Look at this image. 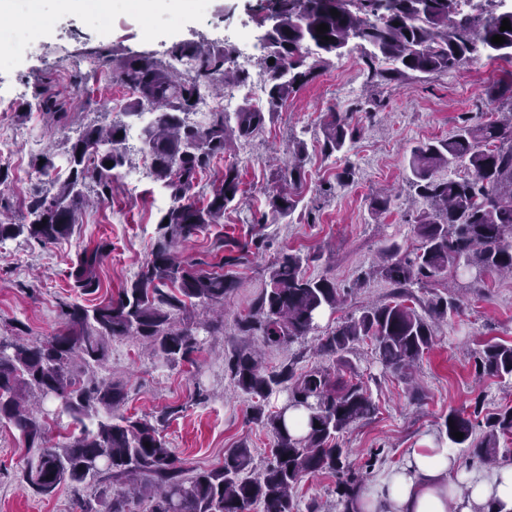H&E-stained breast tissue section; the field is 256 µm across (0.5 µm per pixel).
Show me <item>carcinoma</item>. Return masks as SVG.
Here are the masks:
<instances>
[{
  "instance_id": "1",
  "label": "carcinoma",
  "mask_w": 512,
  "mask_h": 512,
  "mask_svg": "<svg viewBox=\"0 0 512 512\" xmlns=\"http://www.w3.org/2000/svg\"><path fill=\"white\" fill-rule=\"evenodd\" d=\"M456 2L357 0L353 12L349 0H274L276 25L262 60L268 75V111L246 104L233 114L213 112L204 127L187 119L200 86L217 81L245 84L249 79L233 66L229 48L175 47L173 56L195 62L187 76H177L148 58L117 65L115 76L133 91L124 115L137 119L147 106L158 110V117L141 129V140L151 174L170 192L173 204L158 223L151 257L117 297L92 307L65 305L63 330L44 342L0 338V425L17 429L25 446L38 450L23 470L33 495L50 498L66 485L77 496L81 512H130V496L112 490V482L133 480L134 493L150 502L149 512H251L255 505L262 512H299L294 489L304 477L328 472L338 478L341 512H358L363 476L346 464L347 451L337 438L376 411L362 382L324 369L299 376L289 368L269 371L255 354L235 355L228 369L241 391L261 398L288 391L282 409L253 411L252 419L273 434L271 459L258 475H251V449L242 443L224 453L221 467L185 477L169 443L149 419L118 413L123 389L106 382L89 386L74 376L71 363H98L110 340L127 336L146 342L153 355L166 362L189 361L198 349L199 330L215 328L207 319L180 326L173 317L198 305H224L235 281L224 272L203 269L199 262L179 259L176 248L208 225L220 223L224 209L239 195L241 181L236 169L227 168L221 185L206 200H197L193 189L213 160L224 156L230 139L252 137L291 94L316 77L318 62H308L309 45L341 57L356 41L372 83L397 81L411 73H446L478 52L512 60V29L500 30L503 20L512 22V9L461 15ZM332 9L339 15H331ZM322 23L329 27L325 40L316 31ZM495 35L505 42H491ZM40 107L47 114L66 112L52 93L42 95ZM128 127L119 121L107 129L84 128L67 149L68 174L56 192L27 201L29 223L0 220V243L22 234L42 244L69 237L86 203L87 182H95L100 197L112 194V178L126 163ZM354 136L348 114L332 112L322 128L321 148L329 155L342 152ZM305 151L306 143L297 141L294 160L279 174L285 187L269 195L274 222L297 207L288 187L302 180ZM458 163L470 166L473 177L436 178L439 170ZM409 167L413 186L430 204L416 224L421 245L411 252L396 244L384 249L383 263L375 269L395 288L399 300L366 307L320 339L319 350L336 357L340 368L347 366L344 354L368 340L384 369L405 375L431 349L436 322L462 307L466 284L430 299L424 315L403 301L408 288L435 281L450 267L477 278L486 272L512 273V122L463 125L446 139L414 147ZM260 245L257 239H224L222 266L244 263ZM108 250L109 244L101 243L80 258L74 279L83 293L98 290L96 267ZM308 261L298 253H285L269 269V288L240 320L244 335L257 336L267 346L292 343L317 327L319 313L342 303L334 283L306 275ZM475 370L480 376L512 382V344L486 345L475 357ZM36 393L59 401L60 413L75 426L76 433L59 448L44 445L45 427L28 407ZM291 408L308 411L299 435L285 421ZM480 415L477 404L470 411L449 410L441 428L449 447L466 448L469 456L485 463H511L512 451L500 447V439L512 435V404L486 419ZM455 431L463 433V439L453 437ZM89 480L98 491L85 499L81 491Z\"/></svg>"
}]
</instances>
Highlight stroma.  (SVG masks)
I'll return each instance as SVG.
<instances>
[{"mask_svg": "<svg viewBox=\"0 0 512 512\" xmlns=\"http://www.w3.org/2000/svg\"><path fill=\"white\" fill-rule=\"evenodd\" d=\"M260 5L261 0H206L182 9L163 7L146 16L130 0H115L112 32L104 36L94 8L64 13L54 0H17V12L30 18L34 47L26 53H0V94L11 100L9 108L0 111V127L17 137L14 156L0 158L7 174L0 183V214L27 223L26 201L50 194L48 177L32 164L35 155L50 146L57 164H64L65 147L81 129L122 117L128 89L69 69L70 58L97 51L108 61L149 56L168 65L170 50L178 43L229 47L244 32L257 42L268 27ZM360 54L356 48L341 57H327L317 77L293 93L273 120L254 137L235 140L223 158L200 175L198 198L208 197L230 166L240 174L242 192L225 211L223 223L179 245V257L205 262L207 270L218 272L223 269L220 239L257 237L262 247L249 262L228 270L237 286L224 300V323L202 334L201 348L191 360L164 363L137 338L123 337L109 342L102 365L73 366L83 380L122 387V414L158 419L186 476L222 466L225 451L241 443L252 452L254 470L264 467L274 439L269 429L252 422V412L259 404L270 411L280 409L286 395L277 393L263 402L241 392L227 369L229 359L258 348L271 370H335V358L318 350L319 338L347 317L388 302L395 294L376 275L355 287L358 274L378 262L389 242L408 250L420 245L414 220L427 203L409 183L412 148L448 138L466 123L504 118L487 91L512 75L510 61L479 53L440 75L374 86L367 81ZM42 91L57 94L73 105V112L53 119L35 110ZM332 112L350 113L359 135L345 152L328 156L319 141ZM298 139L308 146L303 181L296 190L300 202L279 223L255 225V217L266 209L267 194L278 188L275 174L292 161ZM348 166L355 171L353 180L338 185V174ZM380 192L390 196L391 204L377 214L372 200ZM170 204L168 191L153 178H145L133 192L119 175L111 197L79 213L68 239L43 245L22 235L1 245L0 336H14L21 327L31 341L45 340L63 327L62 304L90 307L116 296L150 257L158 222ZM104 241L112 249L96 269L100 286L95 293L81 294L72 277L77 259ZM289 252L309 256L306 274L334 282L344 300L336 310L326 311L305 338L265 347L259 338L241 334L239 319L266 288L269 267ZM491 343L512 344V275L490 272L468 289L462 309L436 325L434 344L415 366L413 383L386 373L370 343H360L349 353L353 371L378 407L372 418L339 439L350 468L364 476L362 494H373L380 478L401 466L423 438L437 439L449 410L470 408L478 399L488 416L512 401V385L476 377L473 356ZM31 455L19 431L0 426V512H77L70 487H60L50 498L27 490L21 473Z\"/></svg>", "mask_w": 512, "mask_h": 512, "instance_id": "1", "label": "stroma"}]
</instances>
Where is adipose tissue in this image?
<instances>
[{
  "label": "adipose tissue",
  "mask_w": 512,
  "mask_h": 512,
  "mask_svg": "<svg viewBox=\"0 0 512 512\" xmlns=\"http://www.w3.org/2000/svg\"><path fill=\"white\" fill-rule=\"evenodd\" d=\"M456 467L447 449L425 442L381 478L378 494L359 499L360 512H512V467L472 469L466 491L454 492L443 477Z\"/></svg>",
  "instance_id": "1"
}]
</instances>
